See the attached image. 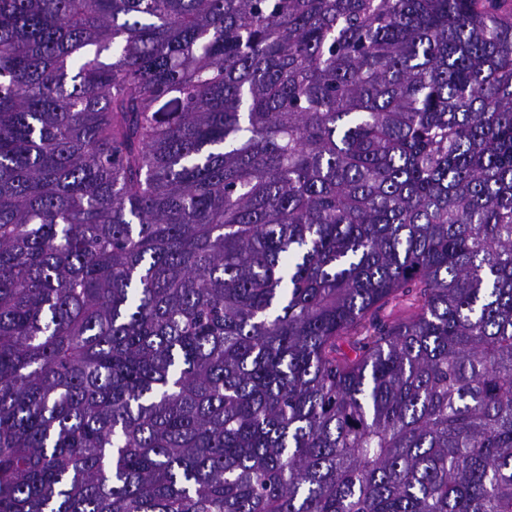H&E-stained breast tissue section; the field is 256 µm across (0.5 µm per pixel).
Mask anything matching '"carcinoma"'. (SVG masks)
<instances>
[{"label":"carcinoma","instance_id":"1","mask_svg":"<svg viewBox=\"0 0 512 512\" xmlns=\"http://www.w3.org/2000/svg\"><path fill=\"white\" fill-rule=\"evenodd\" d=\"M0 512H512V0H0Z\"/></svg>","mask_w":512,"mask_h":512}]
</instances>
